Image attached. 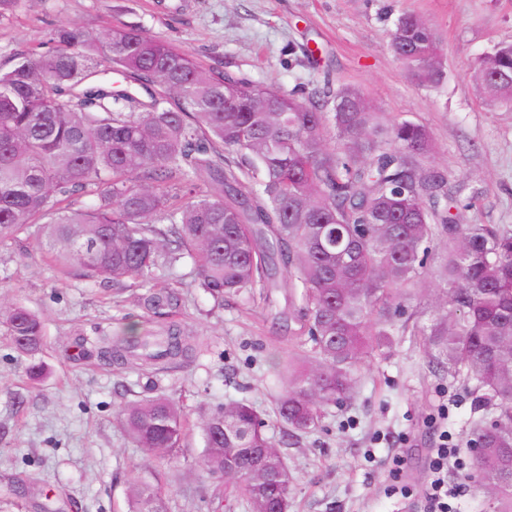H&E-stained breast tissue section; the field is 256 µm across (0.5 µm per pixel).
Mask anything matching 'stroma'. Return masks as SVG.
<instances>
[{
	"label": "stroma",
	"mask_w": 512,
	"mask_h": 512,
	"mask_svg": "<svg viewBox=\"0 0 512 512\" xmlns=\"http://www.w3.org/2000/svg\"><path fill=\"white\" fill-rule=\"evenodd\" d=\"M421 16L436 30L447 67L435 87L417 85L389 49L397 18ZM98 34L113 26L171 42L203 64H230L286 90L330 80L364 91L377 111L425 125L433 149L425 166L459 186L461 224L512 228V111L484 104L469 80L476 57L512 41V0H21L0 20V69H9L57 27ZM190 260L155 270L149 285L125 291L58 269L36 236L0 245V304L22 302L44 320L43 347L18 354L0 326V512H127L125 492L141 477L167 492L171 512H209L208 483L198 468L206 412L236 399L266 415L293 475L289 512H420L434 430L429 419L448 408V432L465 492L456 512H485L487 496L471 479L467 439L480 410L469 388L450 380L420 337H397L391 349L357 366L350 399L331 408L326 429L295 439L280 423L274 371L293 350L286 281L268 299L225 298L223 306L194 285ZM175 288L185 302L172 324L193 349L173 367L139 376L105 363L91 338L122 334L130 315L141 331L162 324L141 311L147 287ZM43 369L39 379L30 366ZM173 396L188 423L176 464L156 467L120 429V406L149 391ZM404 460L411 498L385 488L394 456ZM32 478L33 492L12 479Z\"/></svg>",
	"instance_id": "stroma-1"
}]
</instances>
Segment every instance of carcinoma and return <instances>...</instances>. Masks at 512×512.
<instances>
[{
  "mask_svg": "<svg viewBox=\"0 0 512 512\" xmlns=\"http://www.w3.org/2000/svg\"><path fill=\"white\" fill-rule=\"evenodd\" d=\"M389 47L418 85L445 79L438 37L421 18L400 15ZM111 73L125 86L94 81ZM472 81L486 105L512 109V41L476 61ZM432 149L425 126L386 118L355 87L302 99L205 68L132 29L114 26L101 38L63 26L0 72V243L36 224L57 266L116 287L188 258L197 286L219 305L286 271L295 337L309 355L281 364L276 410L298 433L323 427L361 359L412 328L488 406L469 431L468 445L479 448L471 478L494 495L490 512H512V229L456 223L447 179L420 163ZM76 193L97 202L62 206ZM432 277L444 302L423 325L409 308ZM182 302L171 288L138 298L158 319ZM0 320L19 353L39 350L38 315L16 303ZM184 342L174 328L102 336L98 354L150 374L178 359ZM118 420L161 461L176 457L185 436L184 411L163 394L125 402ZM201 429L199 469L229 484L216 509L273 512L289 495L292 474L254 406L228 400ZM262 453L279 461L275 475L243 478ZM126 497L128 512H169L145 480Z\"/></svg>",
  "mask_w": 512,
  "mask_h": 512,
  "instance_id": "1",
  "label": "carcinoma"
}]
</instances>
